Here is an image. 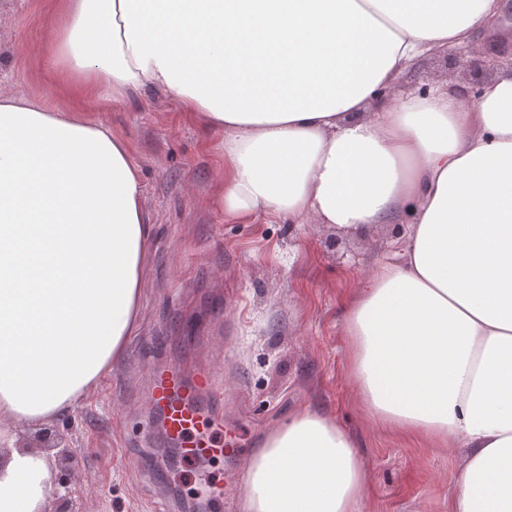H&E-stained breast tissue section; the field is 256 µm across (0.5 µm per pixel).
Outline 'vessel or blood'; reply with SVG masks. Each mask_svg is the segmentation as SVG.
I'll return each instance as SVG.
<instances>
[{"label":"vessel or blood","instance_id":"b4317fda","mask_svg":"<svg viewBox=\"0 0 512 512\" xmlns=\"http://www.w3.org/2000/svg\"><path fill=\"white\" fill-rule=\"evenodd\" d=\"M148 400L159 406L166 435L179 442L188 461L223 457L222 427L206 430V410L210 404L224 400V390L212 367L199 368L192 382H185L175 367H155L146 385Z\"/></svg>","mask_w":512,"mask_h":512}]
</instances>
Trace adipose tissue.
Segmentation results:
<instances>
[{"label": "adipose tissue", "mask_w": 512, "mask_h": 512, "mask_svg": "<svg viewBox=\"0 0 512 512\" xmlns=\"http://www.w3.org/2000/svg\"><path fill=\"white\" fill-rule=\"evenodd\" d=\"M501 0H67L41 52L89 95L171 94L222 131L230 213L347 233L409 214L402 264L351 300L372 417L467 448L452 512H512V71L471 101L401 93ZM153 227L127 142L0 90V512H44L18 445L90 401L140 323ZM351 435L305 409L247 463L242 512H359Z\"/></svg>", "instance_id": "adipose-tissue-1"}]
</instances>
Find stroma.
Instances as JSON below:
<instances>
[{"label": "stroma", "instance_id": "35a3bbf8", "mask_svg": "<svg viewBox=\"0 0 512 512\" xmlns=\"http://www.w3.org/2000/svg\"><path fill=\"white\" fill-rule=\"evenodd\" d=\"M62 0H0V89L24 93L57 112H82L126 139L145 195L153 237L140 324L126 354L87 404L22 445L69 449L54 474L69 473L75 512H213L195 489L244 470L268 432L309 408L336 418L352 436L370 480L361 512H449L465 449L410 439L374 420L350 376L345 310L371 269L402 250L406 224H375L344 234L328 224H293L264 214L231 216L217 198L224 176L223 134L173 98L148 92L127 102L84 103L34 53L58 21ZM485 33L472 46L475 68L454 52L415 61L401 89L464 93L489 83L505 62L484 60ZM222 333L212 365L224 383L225 426L239 453L212 465L163 468L145 481L134 459L162 457L165 441L147 401L142 372L177 360L193 374L197 339ZM141 374H128L129 363Z\"/></svg>", "mask_w": 512, "mask_h": 512}]
</instances>
